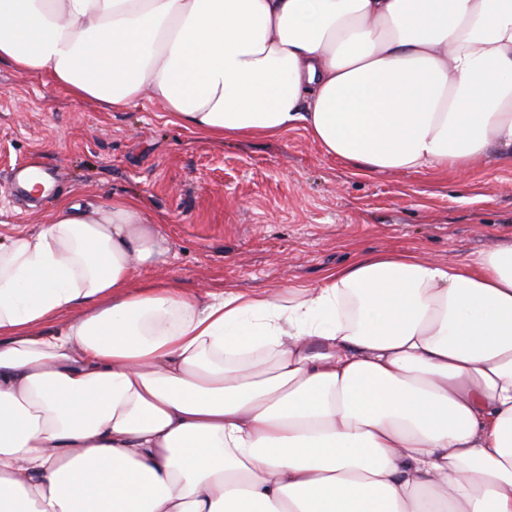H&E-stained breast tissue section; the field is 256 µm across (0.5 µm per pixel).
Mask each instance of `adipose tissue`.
I'll use <instances>...</instances> for the list:
<instances>
[{
  "label": "adipose tissue",
  "mask_w": 512,
  "mask_h": 512,
  "mask_svg": "<svg viewBox=\"0 0 512 512\" xmlns=\"http://www.w3.org/2000/svg\"><path fill=\"white\" fill-rule=\"evenodd\" d=\"M0 61L366 173L512 161V0H0ZM134 197L0 236V512H512V233L189 294Z\"/></svg>",
  "instance_id": "ef3b65f1"
}]
</instances>
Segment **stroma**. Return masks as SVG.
<instances>
[{
	"instance_id": "obj_1",
	"label": "stroma",
	"mask_w": 512,
	"mask_h": 512,
	"mask_svg": "<svg viewBox=\"0 0 512 512\" xmlns=\"http://www.w3.org/2000/svg\"><path fill=\"white\" fill-rule=\"evenodd\" d=\"M30 158L56 166L58 180L46 195L12 198L5 176ZM131 195L161 223L165 272L189 293L314 284L361 252L462 260L512 231V162L366 174L301 129L210 142L156 101L115 112L0 62V234L46 223L64 196Z\"/></svg>"
}]
</instances>
